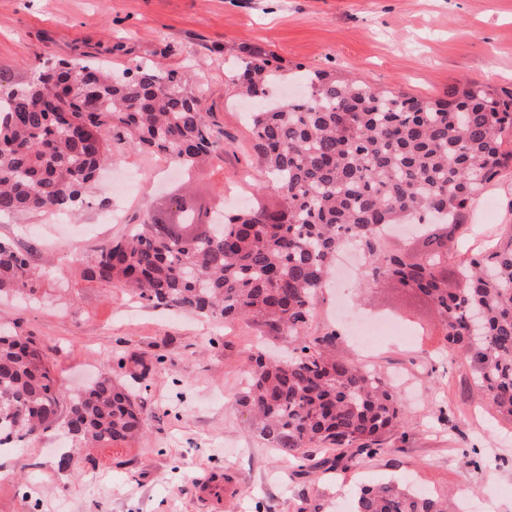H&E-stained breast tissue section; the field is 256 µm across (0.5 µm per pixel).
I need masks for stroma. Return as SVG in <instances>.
<instances>
[{"label":"stroma","instance_id":"1","mask_svg":"<svg viewBox=\"0 0 512 512\" xmlns=\"http://www.w3.org/2000/svg\"><path fill=\"white\" fill-rule=\"evenodd\" d=\"M250 46L272 51L288 73L325 70L424 100L469 83L512 92V0H0V82L22 83L46 60L86 54L117 69L141 57L192 67L224 132L223 157L199 158L188 175L113 145L102 183L67 223L42 212L0 218V238L42 274L36 299L0 295V313L49 351L60 405L109 374L135 384L147 423L136 443L76 455L59 423L20 447H0V512H204L198 480L208 473L225 479L217 512H342L361 486L405 478L464 508L512 512V422L476 396L465 359L439 351L441 323L424 300L361 287L356 277L318 294L308 336L335 330L340 293L408 331L364 353L345 337L336 345L396 380L408 424L358 468L300 475L236 403L251 347L284 356L287 339L263 336L251 321L142 305L82 279L74 253L89 257L122 238L183 183L206 193L214 210L275 203L271 191L254 189L248 114L225 74ZM137 171L143 181L124 223H102L110 186ZM511 225L512 166L479 193L458 259L487 250Z\"/></svg>","mask_w":512,"mask_h":512}]
</instances>
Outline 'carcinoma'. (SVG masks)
I'll return each mask as SVG.
<instances>
[{
    "mask_svg": "<svg viewBox=\"0 0 512 512\" xmlns=\"http://www.w3.org/2000/svg\"><path fill=\"white\" fill-rule=\"evenodd\" d=\"M280 70L272 52L251 47L225 72L235 95L257 105L253 148L278 201L228 215L215 229L201 196L178 194L125 237L101 244L83 263L84 277L146 305L251 320L297 342L284 361L251 351L238 404L299 471L358 467L405 419L376 370L336 354V333L304 336L345 232L365 254V284L392 283L430 303L443 348L467 361L477 389L512 422V230L457 268L461 283L448 287L464 212L512 164L504 141L512 94L469 85L424 102L315 70L302 72L303 98L274 101ZM114 141L184 167L224 154V131L207 120L192 78L151 60L121 71L90 57L62 60L35 69L23 85L0 83V217L79 209ZM409 219L426 230L420 251L401 257L383 246L376 227ZM40 278L25 253L0 240V293L33 295ZM61 418L78 446L134 442L146 426L134 387L110 376L61 414L43 347L3 323L0 440L44 432ZM312 446L330 454L312 464ZM355 512L452 510L388 481L362 487Z\"/></svg>",
    "mask_w": 512,
    "mask_h": 512,
    "instance_id": "obj_1",
    "label": "carcinoma"
}]
</instances>
